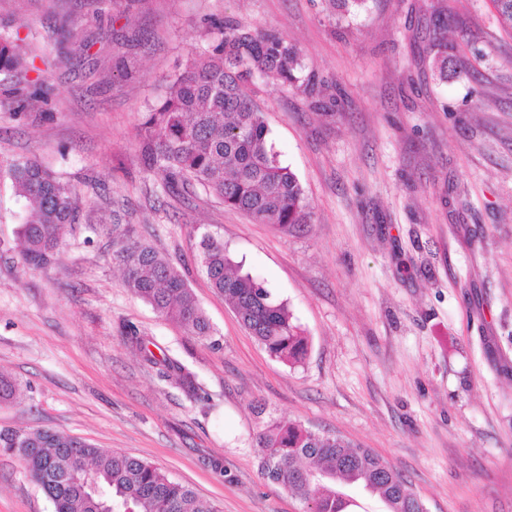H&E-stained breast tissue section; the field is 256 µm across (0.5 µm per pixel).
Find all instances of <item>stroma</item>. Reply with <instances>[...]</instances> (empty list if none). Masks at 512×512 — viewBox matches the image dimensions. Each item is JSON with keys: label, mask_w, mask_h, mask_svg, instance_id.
Masks as SVG:
<instances>
[{"label": "stroma", "mask_w": 512, "mask_h": 512, "mask_svg": "<svg viewBox=\"0 0 512 512\" xmlns=\"http://www.w3.org/2000/svg\"><path fill=\"white\" fill-rule=\"evenodd\" d=\"M468 38L447 79L432 68V14ZM284 36L332 111L252 78L281 163L305 189L299 231L251 223L201 187L165 192L139 161L148 104L210 21ZM97 40L95 62L56 63L53 31ZM34 38L48 101L0 93V160L38 157L96 222L134 225L184 274L212 328L187 335L131 296L112 237L86 222L56 259L23 267V212L0 182V372L24 393L0 428H51L144 459L219 512H303L263 477L254 438L297 422L372 450L428 512H512V34L490 0H0V28ZM287 302L303 364L271 357L211 288L203 234ZM198 377L196 397L129 346ZM0 512H53L22 457L0 448Z\"/></svg>", "instance_id": "35a3bbf8"}]
</instances>
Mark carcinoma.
I'll list each match as a JSON object with an SVG mask.
<instances>
[{
	"mask_svg": "<svg viewBox=\"0 0 512 512\" xmlns=\"http://www.w3.org/2000/svg\"><path fill=\"white\" fill-rule=\"evenodd\" d=\"M496 19L512 33V0H491ZM223 37L212 51L190 55L183 68L166 81L162 98L144 112L138 130L145 168L163 174V186L176 192L193 183L243 213L254 224L297 230L310 223L305 190L278 158L263 113L255 106L246 82L253 74L296 91L316 92L302 77L299 49L288 39L251 31L238 24L216 22ZM434 64L448 72V44H434ZM29 36L19 30L0 34V88L13 94L17 107L47 97L45 76L20 88V73L37 70ZM8 179L15 196L31 210L20 228V260L27 267L48 263L68 229L80 220L81 198L38 160L0 161V181ZM200 265L210 285L235 309L241 323L270 356L289 366L304 362L307 337L295 323L287 303L263 282L240 271L224 246L210 234L200 242ZM112 263L123 273L124 287L159 316L199 338L212 328L181 272L156 249L137 238L132 224L112 225ZM132 348L154 362L136 327L127 331ZM165 369L179 373L182 389L197 395L196 375L169 361ZM16 384L0 374V402L19 399ZM260 468L305 505V512H355L341 498L334 481L321 482V472L348 467L344 475L386 501L388 512H428L409 482L367 448L297 423L272 424L255 437ZM0 448L17 450L26 468L54 506V512H218L188 487L169 479L142 459L102 451L88 441L50 428L21 431L0 428Z\"/></svg>",
	"mask_w": 512,
	"mask_h": 512,
	"instance_id": "1",
	"label": "carcinoma"
}]
</instances>
